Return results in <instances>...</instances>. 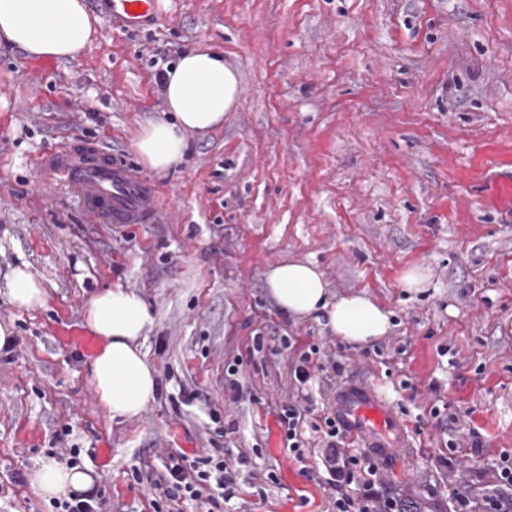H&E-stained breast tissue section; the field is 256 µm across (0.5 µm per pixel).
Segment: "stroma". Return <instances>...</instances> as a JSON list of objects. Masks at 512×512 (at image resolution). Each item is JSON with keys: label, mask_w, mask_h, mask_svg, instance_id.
Listing matches in <instances>:
<instances>
[{"label": "stroma", "mask_w": 512, "mask_h": 512, "mask_svg": "<svg viewBox=\"0 0 512 512\" xmlns=\"http://www.w3.org/2000/svg\"><path fill=\"white\" fill-rule=\"evenodd\" d=\"M88 10L102 23L79 59L0 42V288L25 264L45 291L30 310L0 292L15 338L0 353V512H53L28 480L53 448L77 449L111 512H199L132 469L212 448L235 471L222 512H336L319 427L356 374L411 444L399 469L376 464L379 497L419 512L511 497L494 475L512 457V208L492 179L512 175V0H162L139 30ZM204 46L237 71L235 108L148 171L158 223H93L34 159L97 141L138 161L141 127L167 116L157 70ZM292 260L315 262L334 296L366 293L391 331L355 345L284 316L264 272ZM415 266L426 286L404 287ZM115 286L151 312L141 343L161 383L129 420L89 382L102 342L83 306ZM312 347L298 383L290 366ZM288 402L300 460L278 420ZM278 418L286 429L288 448L296 453L297 459H303V450L300 449L304 445V439L300 431L302 412L299 406L291 403L282 405Z\"/></svg>", "instance_id": "obj_1"}]
</instances>
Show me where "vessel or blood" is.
<instances>
[{
  "label": "vessel or blood",
  "mask_w": 512,
  "mask_h": 512,
  "mask_svg": "<svg viewBox=\"0 0 512 512\" xmlns=\"http://www.w3.org/2000/svg\"><path fill=\"white\" fill-rule=\"evenodd\" d=\"M161 0H103L113 19L128 27L154 22ZM40 168L65 184L91 217L105 224L155 223L159 196L124 155L100 144L63 146L42 157ZM336 417L347 435L388 466L398 465L408 441L404 425L374 384L352 381L336 392Z\"/></svg>",
  "instance_id": "obj_1"
}]
</instances>
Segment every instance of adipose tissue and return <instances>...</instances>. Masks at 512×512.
Listing matches in <instances>:
<instances>
[{"instance_id": "adipose-tissue-1", "label": "adipose tissue", "mask_w": 512, "mask_h": 512, "mask_svg": "<svg viewBox=\"0 0 512 512\" xmlns=\"http://www.w3.org/2000/svg\"><path fill=\"white\" fill-rule=\"evenodd\" d=\"M95 17L85 0H0V41L32 57L74 60L92 42ZM239 76L223 56L207 47L183 54L167 69L164 96L169 121L145 124L134 149L147 166L163 171L186 148V136L220 127L235 107ZM267 291L289 317H316L347 342L366 344L389 333V313L362 293L331 296L322 272L311 261L285 262L264 274ZM8 300L21 309L42 306L45 291L27 266L16 267L6 283ZM84 319L103 346L91 363L90 383L114 418L139 416L155 401L158 378L140 340L153 318L142 298L126 288L103 290L89 299ZM31 486L46 501L71 499L91 489L93 478L80 467L41 459L29 474Z\"/></svg>"}]
</instances>
